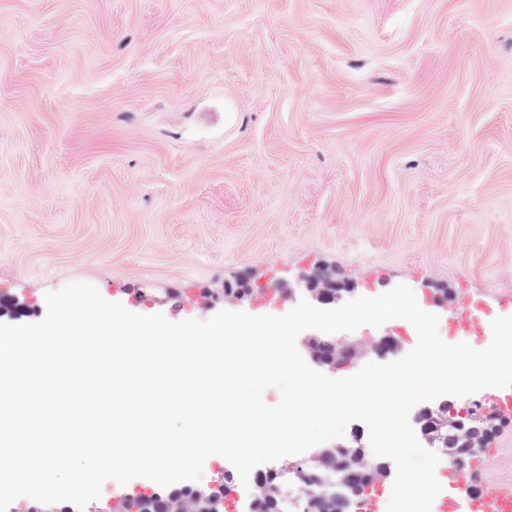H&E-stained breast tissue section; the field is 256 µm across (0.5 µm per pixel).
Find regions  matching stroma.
<instances>
[{
  "mask_svg": "<svg viewBox=\"0 0 512 512\" xmlns=\"http://www.w3.org/2000/svg\"><path fill=\"white\" fill-rule=\"evenodd\" d=\"M512 294V0H0V323ZM263 284L238 300L225 283ZM318 279H323L325 282L320 284ZM306 288L309 292H312L315 299L322 304L334 303L335 299L332 294L325 293V291L320 290L317 293L316 288H352L351 284L346 281L338 280L333 277L332 272H325L320 275H313L305 277Z\"/></svg>",
  "mask_w": 512,
  "mask_h": 512,
  "instance_id": "stroma-1",
  "label": "stroma"
}]
</instances>
